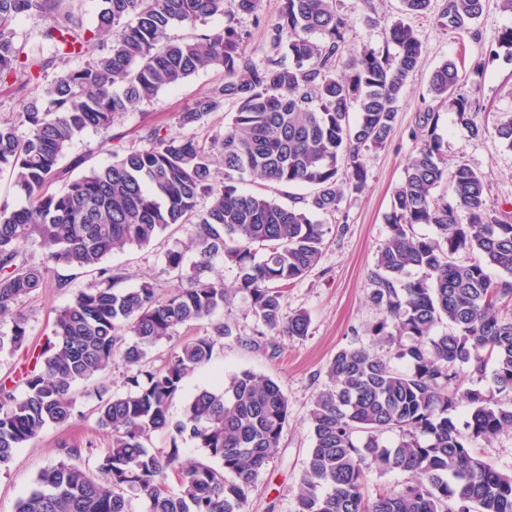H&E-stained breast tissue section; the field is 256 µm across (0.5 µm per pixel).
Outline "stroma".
<instances>
[{"label": "stroma", "instance_id": "obj_1", "mask_svg": "<svg viewBox=\"0 0 512 512\" xmlns=\"http://www.w3.org/2000/svg\"><path fill=\"white\" fill-rule=\"evenodd\" d=\"M443 2L434 0L427 13L406 15L401 0H337V7L348 22L346 51L365 46L385 49V25L398 16L413 29L422 45L419 66L406 81L394 128L383 147L366 154L365 188L358 193L348 190L343 195L340 213L346 218L345 232L333 231V217H324L330 231L318 265L287 289L283 313H307L308 335L269 336L263 343H255L260 324L248 302L234 297L215 315L216 321L232 326L233 339L219 342L211 361L184 379L170 407L171 418L179 419L187 401L200 389L216 386L242 370L271 377L279 384L288 399L289 422L282 435L280 454L256 481L250 512H295L302 469L312 446L307 415L315 396L328 383L326 366L339 349L369 344V331L381 317L380 310L369 300V276L389 235L385 215L391 194L403 180L405 167L420 144L416 132L421 112L433 110L439 114L438 132L445 142L447 172H454L457 163H468L485 179L489 207L512 213V149L505 147L496 134L497 125L512 114V56L498 48L503 32L512 27V13L502 10L500 0H486L474 33L451 32L442 23ZM447 59L456 61L466 73L480 75L478 85H465L463 92L477 104L468 123L483 128L481 137H472L468 123L459 121L454 108L429 91L431 73ZM223 81V69L200 68L180 86L162 90L153 103L119 114L111 129L85 132L61 159V167L69 168L78 157L85 158L90 167L107 164L116 134L130 142L151 126L176 130V113ZM187 244L186 229L172 226L148 246L113 251L105 265L119 273L117 288L132 289L148 281L163 296L186 283L193 273L194 254H187L179 271L169 270L164 261L168 250L185 249ZM54 275V280L21 306L28 319L29 345L33 348L43 343L57 311L70 302L76 291L102 284L97 273L69 267H56ZM60 278L67 280L66 288L57 287ZM99 386L96 380L76 384L74 392L81 418L68 426H48L35 440L16 449L9 466L0 469V512H15L18 500L32 487L38 473L59 460L60 441L80 445L90 442L101 450L108 447L109 435L97 425L93 412Z\"/></svg>", "mask_w": 512, "mask_h": 512}]
</instances>
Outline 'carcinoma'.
<instances>
[{"label": "carcinoma", "instance_id": "1", "mask_svg": "<svg viewBox=\"0 0 512 512\" xmlns=\"http://www.w3.org/2000/svg\"><path fill=\"white\" fill-rule=\"evenodd\" d=\"M261 2L102 0L91 28L67 0H0V83L33 90L18 121L0 122V173L25 199L18 207L0 205V317H13L0 350L26 347L28 319L19 304L54 267L95 271L106 282L76 292L58 311L19 378L22 398L0 382V467L48 426L81 415L74 384L105 379L118 362L126 369L125 391L110 394L105 384L98 390L94 412L110 433L109 448L60 443L62 458L39 472L16 512H133L129 491L146 512H249L258 476L279 454L290 410L269 377L235 373L218 388L200 390L180 419L169 415L185 377L210 361L219 340L233 336L230 325L182 342L160 368L147 366V354L229 303L217 259L236 268L235 292L261 324L257 335H308L306 313L282 315L286 288L321 259L326 230L318 217L336 216L343 188H365V151L387 142L422 48L397 18L386 27L395 54L364 46L346 60L347 23L336 0H282L267 29L272 53L257 59L235 18L246 14L260 24ZM483 8L484 0H444L441 17L451 32L469 30ZM215 15L226 18L222 29L198 30ZM20 16L43 21L40 36L52 57L15 39ZM176 27L195 33L175 37ZM99 35L109 38L103 54L68 66ZM56 61L61 67L41 84ZM205 66L223 68L224 83L178 113L177 123L201 128L228 105L222 135L207 142L153 126L135 142L112 145L110 163L61 192L52 189L65 175L60 160L85 132L110 128L118 114ZM461 78L457 63L447 60L432 72L430 92L464 121L471 101L458 92ZM438 119L436 112L420 114V147L385 215L390 235L370 277V299L382 313L371 344L336 352L327 366L330 384L309 411L312 446L296 512H512V471L470 445L512 429V400L488 399L461 379L465 370L484 374L491 360L498 391L512 393V316H502L512 307V223L487 205L484 177L468 164H457L447 181ZM246 173L312 193L281 205L241 190ZM416 224L434 227L436 237L413 234ZM175 225L189 227L197 256L188 285L164 298L147 281L114 290L121 275L103 266L107 256L147 246ZM34 237L44 259L27 266L22 255ZM489 267L500 275L491 278ZM377 343L396 346L407 370L377 354ZM463 401L471 409L460 422L454 412ZM390 431L399 432L396 440H386ZM158 432L169 434V447H148ZM181 442L202 449L205 459H183ZM92 459L105 480L94 477ZM372 467L411 478L372 496ZM171 476L174 489L166 484Z\"/></svg>", "mask_w": 512, "mask_h": 512}]
</instances>
